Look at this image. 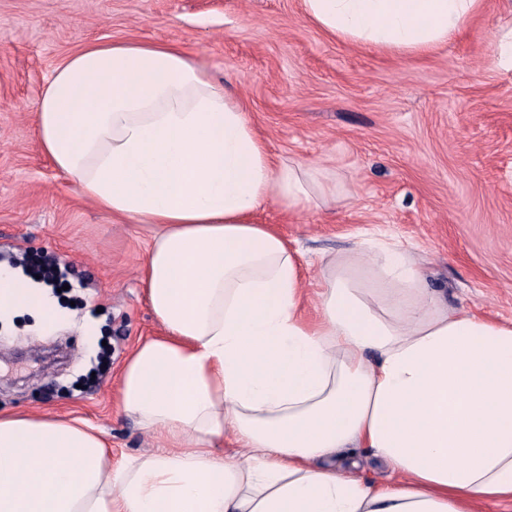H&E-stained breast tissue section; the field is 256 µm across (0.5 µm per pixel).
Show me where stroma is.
Instances as JSON below:
<instances>
[{"label": "stroma", "mask_w": 512, "mask_h": 512, "mask_svg": "<svg viewBox=\"0 0 512 512\" xmlns=\"http://www.w3.org/2000/svg\"><path fill=\"white\" fill-rule=\"evenodd\" d=\"M512 27L506 0L421 54L329 38L302 0H0V264L58 258L65 320L0 324V411L45 410L103 431L113 460L158 441L116 406L122 364L160 328L140 282L150 233L84 200L42 154L39 95L94 41L181 46L246 106L275 158L336 176V203L301 216L275 205L255 223L307 250L359 234L413 243L433 287L479 317L512 322V71L488 34ZM94 318L101 343L83 331Z\"/></svg>", "instance_id": "35a3bbf8"}]
</instances>
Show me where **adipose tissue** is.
<instances>
[{
    "instance_id": "obj_1",
    "label": "adipose tissue",
    "mask_w": 512,
    "mask_h": 512,
    "mask_svg": "<svg viewBox=\"0 0 512 512\" xmlns=\"http://www.w3.org/2000/svg\"><path fill=\"white\" fill-rule=\"evenodd\" d=\"M482 0H302L329 36L423 51ZM41 151L100 210L147 227L141 283L161 328L118 402L158 448L112 462L100 431L0 411V512H512V323L449 305L413 247L365 236L299 251L254 215L323 207L324 170L277 161L223 83L180 48L84 45L37 102ZM64 308L0 265V322ZM358 448L384 466L362 479Z\"/></svg>"
}]
</instances>
